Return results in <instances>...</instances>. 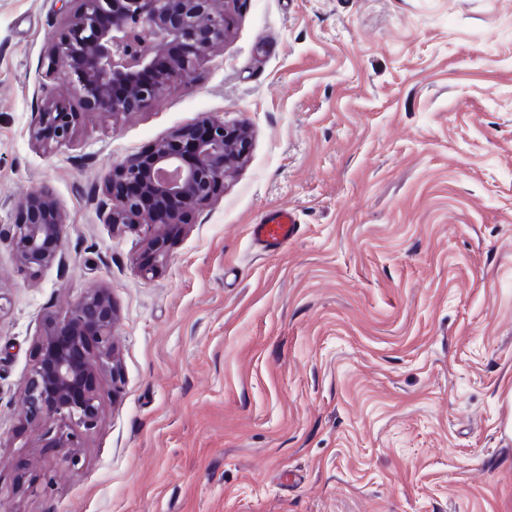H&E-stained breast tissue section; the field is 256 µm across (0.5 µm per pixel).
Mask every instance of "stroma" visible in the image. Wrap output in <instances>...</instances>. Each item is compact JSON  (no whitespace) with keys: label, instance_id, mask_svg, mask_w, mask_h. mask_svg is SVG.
Returning <instances> with one entry per match:
<instances>
[{"label":"stroma","instance_id":"obj_1","mask_svg":"<svg viewBox=\"0 0 512 512\" xmlns=\"http://www.w3.org/2000/svg\"><path fill=\"white\" fill-rule=\"evenodd\" d=\"M64 20L0 0V232L40 192L69 225L33 278L0 242V512H512V0H236L190 80L45 149ZM211 114L250 157L144 276L104 180ZM277 209L301 231L265 253L250 227ZM93 288L122 383L95 377L60 466L23 391Z\"/></svg>","mask_w":512,"mask_h":512}]
</instances>
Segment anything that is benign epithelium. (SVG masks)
<instances>
[{"label":"benign epithelium","mask_w":512,"mask_h":512,"mask_svg":"<svg viewBox=\"0 0 512 512\" xmlns=\"http://www.w3.org/2000/svg\"><path fill=\"white\" fill-rule=\"evenodd\" d=\"M66 25L48 50L49 64L68 72L69 94L89 110L118 116L156 101L177 81L189 77L200 58L224 42L231 12L215 0H72ZM124 94L117 97L116 87ZM80 122L65 99L48 101L30 127L40 144L72 140ZM193 145V158L183 152ZM245 123L229 124L210 115L198 126L180 129L151 149L112 166L104 183L106 222L112 229L146 227L147 251L140 271L155 273L166 260L171 237L164 227L182 223L178 205L205 204L224 191V177L251 153ZM20 220L10 245L21 272L34 277L63 262L66 216L49 194L17 204ZM116 310L102 288L52 319L40 339L39 356L25 386V411L49 424V445L61 461L77 463L74 448L96 428L99 407L92 387L98 371L122 381L114 357L112 325Z\"/></svg>","instance_id":"1"}]
</instances>
